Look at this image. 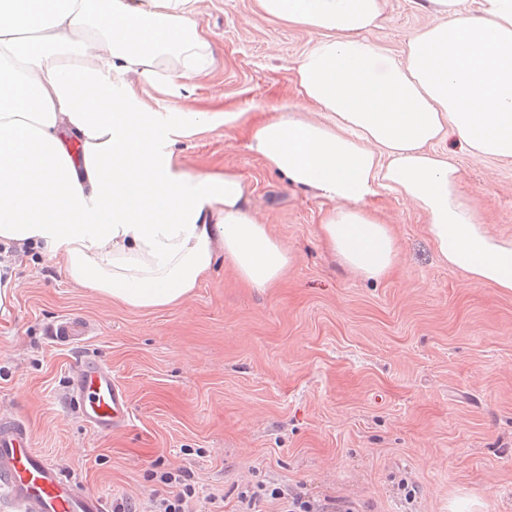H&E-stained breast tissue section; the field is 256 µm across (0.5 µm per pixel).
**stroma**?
Instances as JSON below:
<instances>
[{
	"label": "stroma",
	"instance_id": "35a3bbf8",
	"mask_svg": "<svg viewBox=\"0 0 512 512\" xmlns=\"http://www.w3.org/2000/svg\"><path fill=\"white\" fill-rule=\"evenodd\" d=\"M420 0H387L369 38L402 54L436 21ZM214 63L170 76L157 112H245L179 140L187 172L243 175L249 207L288 250L275 286L243 284L225 260L179 303L153 310L114 304L73 283L48 250L0 264V415L25 417L34 445L107 501L146 512L152 468L189 469L198 492L234 512L245 484L302 487L360 512H512V293L473 283L438 256L428 217L396 192L373 205L393 225L397 266L360 278L320 232L329 201L289 186L245 147L253 124L294 111V67L318 39L259 14L254 0H203ZM436 149L491 235L512 238V159L471 154L456 136ZM94 323L87 343L61 347L56 317ZM99 356L127 391L130 416L109 435L66 404L77 358Z\"/></svg>",
	"mask_w": 512,
	"mask_h": 512
}]
</instances>
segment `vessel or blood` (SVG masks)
Masks as SVG:
<instances>
[{"instance_id":"vessel-or-blood-1","label":"vessel or blood","mask_w":512,"mask_h":512,"mask_svg":"<svg viewBox=\"0 0 512 512\" xmlns=\"http://www.w3.org/2000/svg\"><path fill=\"white\" fill-rule=\"evenodd\" d=\"M60 345L91 337L87 319L64 315L46 327ZM68 405L93 431L108 435L128 416V397L111 366L85 354L71 369L65 391ZM0 512H107L106 500L68 476L35 448L26 418L0 416Z\"/></svg>"}]
</instances>
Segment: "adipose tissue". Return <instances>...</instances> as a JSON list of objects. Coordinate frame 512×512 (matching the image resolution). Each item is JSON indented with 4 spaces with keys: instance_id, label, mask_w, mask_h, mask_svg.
I'll list each match as a JSON object with an SVG mask.
<instances>
[{
    "instance_id": "adipose-tissue-1",
    "label": "adipose tissue",
    "mask_w": 512,
    "mask_h": 512,
    "mask_svg": "<svg viewBox=\"0 0 512 512\" xmlns=\"http://www.w3.org/2000/svg\"><path fill=\"white\" fill-rule=\"evenodd\" d=\"M202 0H0V244L47 248L68 277L135 309L180 302L224 255L255 288L288 252L247 206L236 173L188 174L179 139L239 112H156L164 66L209 68ZM437 23L402 57L368 34L385 0H255L257 10L318 34L294 69L319 118L284 113L254 125L247 150L291 184L332 202L321 232L347 270L385 276L398 259L371 203L383 188L429 217L440 258L512 292V239L489 234L436 143L455 132L473 154L512 158V0H429ZM82 39L81 51L65 49Z\"/></svg>"
}]
</instances>
